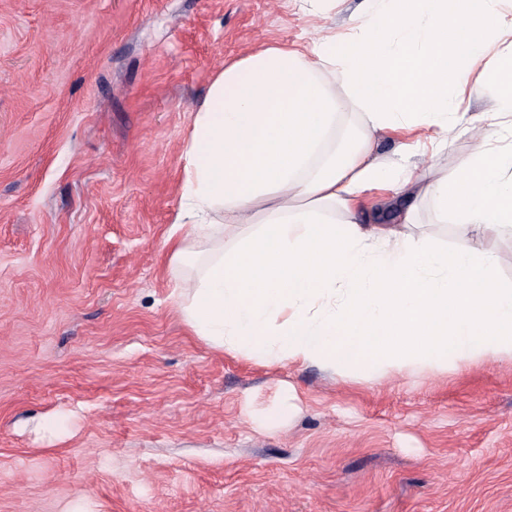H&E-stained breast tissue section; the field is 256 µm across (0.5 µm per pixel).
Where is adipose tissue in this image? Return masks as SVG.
<instances>
[{
    "mask_svg": "<svg viewBox=\"0 0 512 512\" xmlns=\"http://www.w3.org/2000/svg\"><path fill=\"white\" fill-rule=\"evenodd\" d=\"M504 0H366L341 32L275 44L221 69L192 118L183 206L168 234L215 241L176 290L210 349L369 381L512 357V13ZM494 94L499 130L458 127L464 95ZM414 142L401 165L378 131ZM475 139L462 164L449 140ZM390 206L362 211L370 188ZM461 227L448 251L420 210Z\"/></svg>",
    "mask_w": 512,
    "mask_h": 512,
    "instance_id": "1",
    "label": "adipose tissue"
}]
</instances>
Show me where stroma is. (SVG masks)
Here are the masks:
<instances>
[{
    "mask_svg": "<svg viewBox=\"0 0 512 512\" xmlns=\"http://www.w3.org/2000/svg\"><path fill=\"white\" fill-rule=\"evenodd\" d=\"M362 7L0 0V512H512L511 358L350 381L216 352L178 309L209 253L167 241L194 110Z\"/></svg>",
    "mask_w": 512,
    "mask_h": 512,
    "instance_id": "obj_1",
    "label": "stroma"
}]
</instances>
